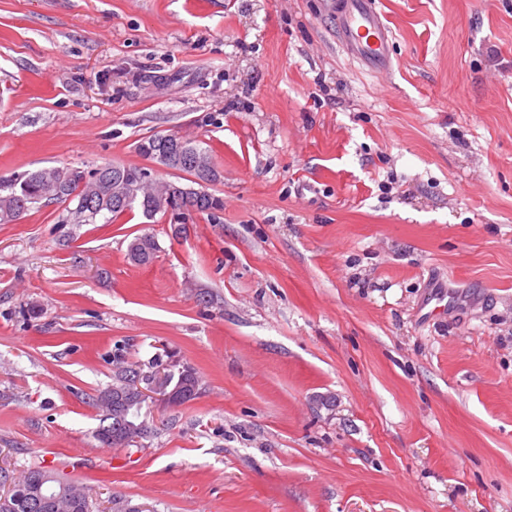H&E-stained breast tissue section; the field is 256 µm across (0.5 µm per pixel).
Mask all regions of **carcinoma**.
Instances as JSON below:
<instances>
[{
    "mask_svg": "<svg viewBox=\"0 0 512 512\" xmlns=\"http://www.w3.org/2000/svg\"><path fill=\"white\" fill-rule=\"evenodd\" d=\"M109 170L103 178L97 177L98 169L82 171L59 167H47L17 176L10 183L0 185V224L12 221L13 215L23 216L42 203L56 202L69 207L78 205L81 200H90L97 205L102 201L101 193L112 189V174L119 173L120 186H137V194L126 198L123 203L105 202L99 210L85 212L74 211L69 214V224H110L122 214L137 209L142 216L151 221L161 214L167 215L175 208L191 207L196 213H211L216 209L212 205L215 196L209 192L186 204L177 198L168 196L172 183L151 177L142 167L132 165H105ZM71 174L68 184L57 188L52 177L59 171ZM157 244L150 235L135 237L128 246L129 259L138 264L151 262ZM137 366L123 360L113 361L112 384L99 391L95 405L101 413L100 425L96 429L95 439L111 448H129L146 433L139 432V411L142 403L123 398L119 392L124 390L128 377L136 376ZM198 382L196 373L186 368L176 374L169 372L163 379L153 382L154 390L168 392L174 387ZM8 487L0 494V512H92V506L86 488L76 482L60 479L47 466L28 467L16 476L12 471L0 467V487Z\"/></svg>",
    "mask_w": 512,
    "mask_h": 512,
    "instance_id": "cac0c4a2",
    "label": "carcinoma"
}]
</instances>
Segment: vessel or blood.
<instances>
[{"label": "vessel or blood", "instance_id": "b4317fda", "mask_svg": "<svg viewBox=\"0 0 512 512\" xmlns=\"http://www.w3.org/2000/svg\"><path fill=\"white\" fill-rule=\"evenodd\" d=\"M390 26L371 0H338L336 39L347 53L375 72L389 70Z\"/></svg>", "mask_w": 512, "mask_h": 512}]
</instances>
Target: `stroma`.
Segmentation results:
<instances>
[{
	"label": "stroma",
	"instance_id": "obj_1",
	"mask_svg": "<svg viewBox=\"0 0 512 512\" xmlns=\"http://www.w3.org/2000/svg\"><path fill=\"white\" fill-rule=\"evenodd\" d=\"M375 5L387 73L334 0H0V183L171 181L137 146L173 133L221 201L0 224V466L96 512H512V0ZM117 355L200 382L130 449L93 436ZM336 39L347 53L371 71L391 67L390 26L371 0H336ZM156 251L157 244L150 235L137 236L128 246L129 259L138 265L150 263Z\"/></svg>",
	"mask_w": 512,
	"mask_h": 512
}]
</instances>
